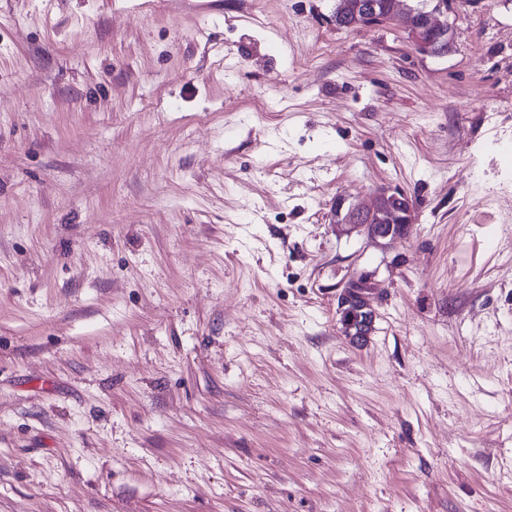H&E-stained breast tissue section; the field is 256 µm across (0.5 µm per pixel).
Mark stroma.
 <instances>
[{
    "label": "stroma",
    "instance_id": "35a3bbf8",
    "mask_svg": "<svg viewBox=\"0 0 512 512\" xmlns=\"http://www.w3.org/2000/svg\"><path fill=\"white\" fill-rule=\"evenodd\" d=\"M453 3L430 57L335 0H0V512H512V0ZM382 186L390 245L334 211ZM393 0H336L333 18L339 28L350 29L367 26L366 13L376 5L379 13L391 8ZM371 278L367 273L351 278L338 296L340 323L346 337L356 345L366 343L375 329L377 312L372 306Z\"/></svg>",
    "mask_w": 512,
    "mask_h": 512
}]
</instances>
